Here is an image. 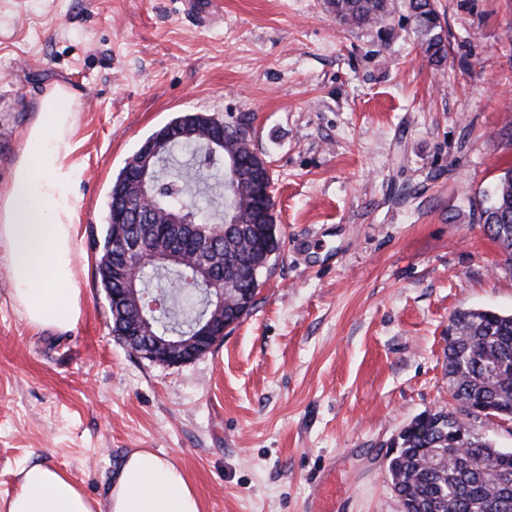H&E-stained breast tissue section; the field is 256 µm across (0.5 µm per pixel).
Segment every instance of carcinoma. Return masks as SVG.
<instances>
[{"mask_svg":"<svg viewBox=\"0 0 512 512\" xmlns=\"http://www.w3.org/2000/svg\"><path fill=\"white\" fill-rule=\"evenodd\" d=\"M326 10L340 23L365 27L384 22L389 0H325ZM420 50L430 61L448 58V39L434 0H409ZM224 149L212 152L206 141L192 144L172 141L161 152L155 171L154 202L159 212L180 211L191 226L177 230L194 233L185 262L165 266L157 262L154 247L138 254L139 277L150 292L165 303L163 316L152 320L158 336H189L195 323L208 316L211 302L205 288L194 282L195 265L213 266V277L234 287L254 267L265 270L266 253L281 248L272 195L265 186L269 174L254 173L257 158L251 149V127L224 126ZM238 157L240 169L233 177L227 167ZM224 194V211H238L237 223L212 221L185 203L189 195L204 191ZM134 187L129 166H124L112 185L109 210L127 211L135 224L139 212L127 206ZM479 220L497 243L502 269L512 271V168L499 177L492 197L481 206ZM116 227L107 223L100 249L97 277L106 296L119 284L112 279V260L119 244ZM112 330L120 335L123 324L138 318L132 305H108ZM455 330L448 342L446 375L457 407L429 412L412 420L398 435L395 455L389 458L388 477L404 512H512V495L501 505L500 478L512 473V450L493 447L488 439L473 434L459 444L456 436L490 409L512 419V313L488 308L455 311L449 320Z\"/></svg>","mask_w":512,"mask_h":512,"instance_id":"obj_1","label":"carcinoma"}]
</instances>
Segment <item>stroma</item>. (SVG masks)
I'll use <instances>...</instances> for the list:
<instances>
[{"instance_id":"1","label":"stroma","mask_w":512,"mask_h":512,"mask_svg":"<svg viewBox=\"0 0 512 512\" xmlns=\"http://www.w3.org/2000/svg\"><path fill=\"white\" fill-rule=\"evenodd\" d=\"M391 3L358 29L324 0H0V178L57 85L84 169L77 325L32 329L0 269V503L31 462L105 501L146 448L203 512H401L386 445L451 407V315L512 312L477 220L512 167V0H436L440 65ZM189 112L250 122L282 247L223 342L166 367L113 335L91 243L125 163Z\"/></svg>"}]
</instances>
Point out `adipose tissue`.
Returning <instances> with one entry per match:
<instances>
[{
    "mask_svg": "<svg viewBox=\"0 0 512 512\" xmlns=\"http://www.w3.org/2000/svg\"><path fill=\"white\" fill-rule=\"evenodd\" d=\"M77 121L66 88L47 92L21 134L9 181L0 185V265L16 307L37 330H71L82 314L73 265L82 167L68 148ZM19 483L6 512H202L182 471L150 450L126 457L102 503L65 472L42 463L23 466Z\"/></svg>",
    "mask_w": 512,
    "mask_h": 512,
    "instance_id": "obj_1",
    "label": "adipose tissue"
}]
</instances>
